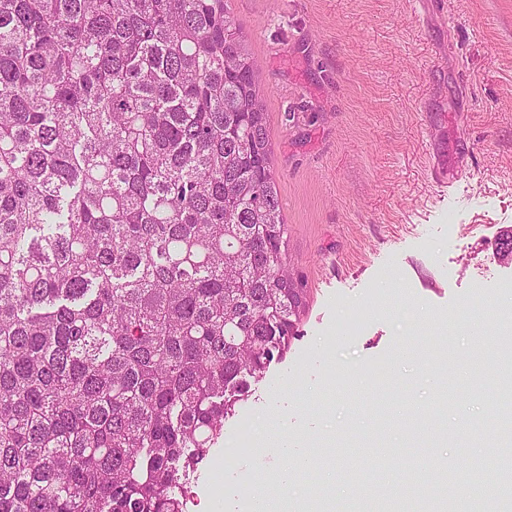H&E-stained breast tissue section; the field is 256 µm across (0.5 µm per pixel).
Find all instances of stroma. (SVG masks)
Wrapping results in <instances>:
<instances>
[{"mask_svg":"<svg viewBox=\"0 0 512 512\" xmlns=\"http://www.w3.org/2000/svg\"><path fill=\"white\" fill-rule=\"evenodd\" d=\"M267 114L290 268L308 295L296 336L224 422L207 462L182 478L187 512H249L250 491L324 438L370 430L381 408L434 405L422 355L468 352L473 328L512 346V0H447L424 28L413 0H229ZM429 111H419L420 103ZM448 164L433 178L432 153ZM446 440L430 456L490 460L496 388L449 380ZM401 455L399 426L383 432ZM342 457L403 490L400 457ZM224 494L211 499L214 478Z\"/></svg>","mask_w":512,"mask_h":512,"instance_id":"stroma-1","label":"stroma"}]
</instances>
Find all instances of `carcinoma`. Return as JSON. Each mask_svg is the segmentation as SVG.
Returning <instances> with one entry per match:
<instances>
[{
	"label": "carcinoma",
	"instance_id": "1",
	"mask_svg": "<svg viewBox=\"0 0 512 512\" xmlns=\"http://www.w3.org/2000/svg\"><path fill=\"white\" fill-rule=\"evenodd\" d=\"M228 0H0V512H186V472L288 342L257 64ZM492 442L512 443V356ZM410 441L443 435L439 407ZM512 469L428 463L418 512Z\"/></svg>",
	"mask_w": 512,
	"mask_h": 512
}]
</instances>
